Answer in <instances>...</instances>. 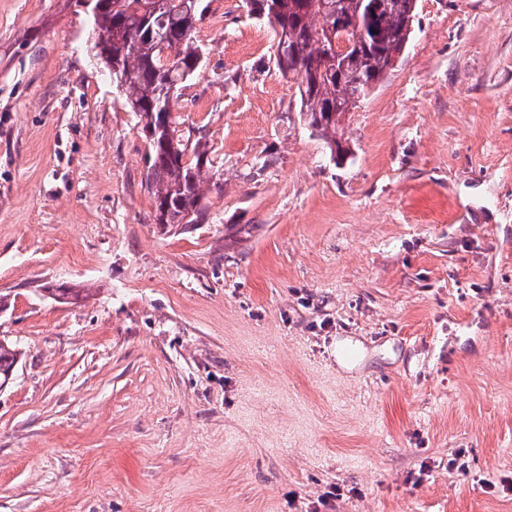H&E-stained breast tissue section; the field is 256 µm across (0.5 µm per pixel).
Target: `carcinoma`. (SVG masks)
<instances>
[{
    "label": "carcinoma",
    "instance_id": "carcinoma-1",
    "mask_svg": "<svg viewBox=\"0 0 512 512\" xmlns=\"http://www.w3.org/2000/svg\"><path fill=\"white\" fill-rule=\"evenodd\" d=\"M204 0H100L90 18L92 44L125 93L147 142L148 189L155 221L163 233H189L208 221L206 185L216 176L201 139L181 133L175 107L181 90L201 68L205 49L195 39ZM355 30L359 41L341 69L328 63L330 14L322 3ZM416 0H249V13L292 35L294 53L277 67L298 80L300 115L327 144L331 156L345 158L342 118L388 71L390 54L407 43ZM23 351L0 339V383L18 365Z\"/></svg>",
    "mask_w": 512,
    "mask_h": 512
}]
</instances>
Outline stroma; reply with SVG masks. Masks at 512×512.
Returning a JSON list of instances; mask_svg holds the SVG:
<instances>
[{
  "label": "stroma",
  "instance_id": "obj_1",
  "mask_svg": "<svg viewBox=\"0 0 512 512\" xmlns=\"http://www.w3.org/2000/svg\"><path fill=\"white\" fill-rule=\"evenodd\" d=\"M75 0H0V512H512V0H418L335 161L210 0L164 234ZM89 289L76 304L48 286ZM459 466L449 469L450 458ZM23 356V351L16 342L0 339V384L6 380V373L16 366Z\"/></svg>",
  "mask_w": 512,
  "mask_h": 512
}]
</instances>
